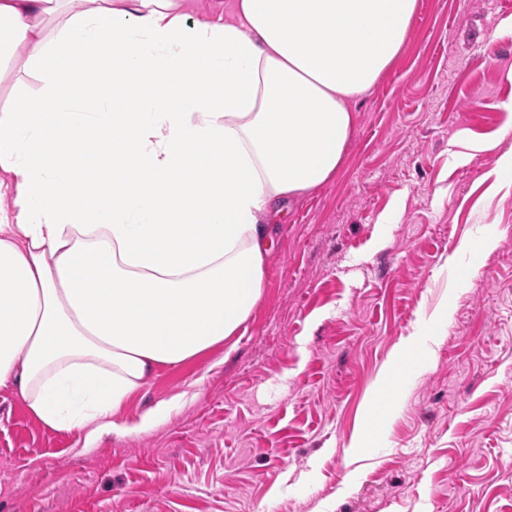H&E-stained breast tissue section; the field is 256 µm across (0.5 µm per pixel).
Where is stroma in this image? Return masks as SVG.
<instances>
[{
  "label": "stroma",
  "mask_w": 512,
  "mask_h": 512,
  "mask_svg": "<svg viewBox=\"0 0 512 512\" xmlns=\"http://www.w3.org/2000/svg\"><path fill=\"white\" fill-rule=\"evenodd\" d=\"M333 180L285 204L236 336L159 370L101 438L0 391V512H512V0H420ZM495 234L490 253L458 252ZM434 353L351 444L401 339Z\"/></svg>",
  "instance_id": "1"
}]
</instances>
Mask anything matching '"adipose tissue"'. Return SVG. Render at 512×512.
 I'll return each instance as SVG.
<instances>
[{"mask_svg":"<svg viewBox=\"0 0 512 512\" xmlns=\"http://www.w3.org/2000/svg\"><path fill=\"white\" fill-rule=\"evenodd\" d=\"M418 0H0V389L57 430L248 320L283 200L330 181Z\"/></svg>","mask_w":512,"mask_h":512,"instance_id":"obj_1","label":"adipose tissue"}]
</instances>
